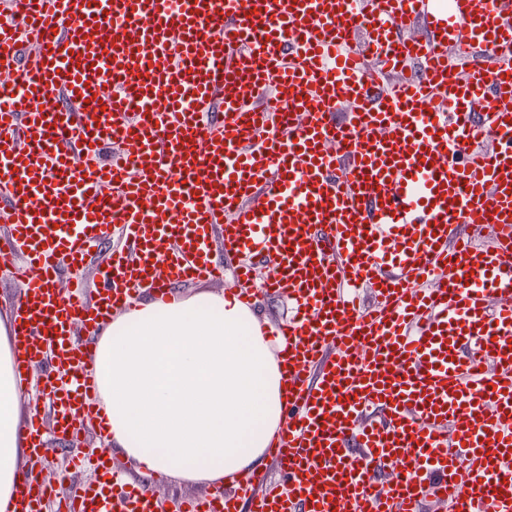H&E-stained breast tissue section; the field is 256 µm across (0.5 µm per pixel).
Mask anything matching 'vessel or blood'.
I'll return each mask as SVG.
<instances>
[{
    "instance_id": "obj_1",
    "label": "vessel or blood",
    "mask_w": 512,
    "mask_h": 512,
    "mask_svg": "<svg viewBox=\"0 0 512 512\" xmlns=\"http://www.w3.org/2000/svg\"><path fill=\"white\" fill-rule=\"evenodd\" d=\"M0 223L49 404L5 512H157L105 454L36 468L113 312L228 269L290 302L276 475L176 512H512V0H0ZM112 251V242L105 243L99 247V249L96 250L94 253L95 256V262L92 263L90 266L83 268L81 270H73L69 273L70 276L61 279L57 282V287L64 289L67 287L69 281L71 278H79L83 281L85 288L88 290V292H92L96 285V278H95V267L98 262H102Z\"/></svg>"
}]
</instances>
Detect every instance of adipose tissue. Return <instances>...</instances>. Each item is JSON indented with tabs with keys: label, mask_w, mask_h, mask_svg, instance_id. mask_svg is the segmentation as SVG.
<instances>
[{
	"label": "adipose tissue",
	"mask_w": 512,
	"mask_h": 512,
	"mask_svg": "<svg viewBox=\"0 0 512 512\" xmlns=\"http://www.w3.org/2000/svg\"><path fill=\"white\" fill-rule=\"evenodd\" d=\"M10 331L0 321V507L24 459ZM95 342L104 427L140 474L218 486L265 458L283 419L284 376L252 308L206 293L146 299Z\"/></svg>",
	"instance_id": "ef3b65f1"
}]
</instances>
